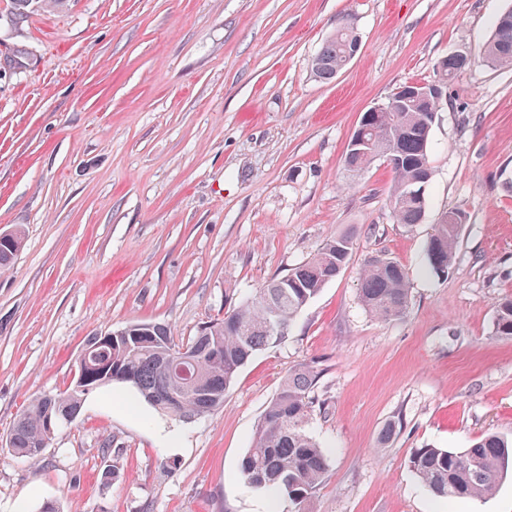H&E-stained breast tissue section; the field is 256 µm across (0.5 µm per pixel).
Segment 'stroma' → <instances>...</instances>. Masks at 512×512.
Segmentation results:
<instances>
[{"label":"stroma","mask_w":512,"mask_h":512,"mask_svg":"<svg viewBox=\"0 0 512 512\" xmlns=\"http://www.w3.org/2000/svg\"><path fill=\"white\" fill-rule=\"evenodd\" d=\"M512 0H63L12 25L0 0V229L24 247L0 270V441L36 397L65 391L88 336L134 321L175 340L285 276L352 228L335 280L282 342L243 366L217 412L181 422L133 389L88 396L31 463L0 450V512H275L241 462L283 377L319 373L309 431L328 469L305 512H512L435 497L418 448L512 435V67L448 84L430 136L423 223L394 222L393 174L343 166L362 114L439 60L478 54ZM360 49L329 81L311 59L342 22ZM466 214L454 263L428 268L444 212ZM411 276L406 314L359 300L365 259ZM401 428L382 443L389 421ZM117 477L101 490L106 449ZM175 470L166 471L164 462ZM493 326L497 336L512 337V298H503L495 306Z\"/></svg>","instance_id":"stroma-1"}]
</instances>
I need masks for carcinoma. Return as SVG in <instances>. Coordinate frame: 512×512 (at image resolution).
Listing matches in <instances>:
<instances>
[{
  "mask_svg": "<svg viewBox=\"0 0 512 512\" xmlns=\"http://www.w3.org/2000/svg\"><path fill=\"white\" fill-rule=\"evenodd\" d=\"M358 36L340 25L313 57L312 72L321 81L334 78L349 62L348 45ZM488 66H512V10L496 19L491 40L478 56ZM437 70L444 79L458 75L453 56L441 59ZM437 113L413 105L406 112H379L363 126L365 152L344 156L353 176L393 152L402 164L393 171L390 207L394 221L411 228L421 223L426 200L408 195L418 174L432 175L429 144ZM464 212L444 213L427 246L430 270L451 267ZM23 243L14 229L0 242V268L8 266ZM354 245L350 231L323 242L303 262L257 289L235 309L201 327L187 342H174L171 329L160 323L133 322L90 336L77 360L76 382L65 392L33 399L14 423L6 440L7 452L38 461L55 432L72 422L90 393L114 382L134 388L150 405L180 420L212 414L224 405V396L239 370L260 350L283 340L301 311L340 273ZM411 297V279L405 266L386 255L369 257L361 270L359 298L365 310L381 321L401 318ZM495 334L512 337V298L495 306ZM183 347L188 360L175 357ZM317 372L301 366L288 373L260 418L241 471L252 487L273 490L303 512L302 505L321 484L327 470L324 450L307 432L313 408L312 389ZM410 468L436 496L482 499L492 495L512 474V439L486 434L471 447L455 452L445 448H418Z\"/></svg>",
  "mask_w": 512,
  "mask_h": 512,
  "instance_id": "obj_1",
  "label": "carcinoma"
}]
</instances>
